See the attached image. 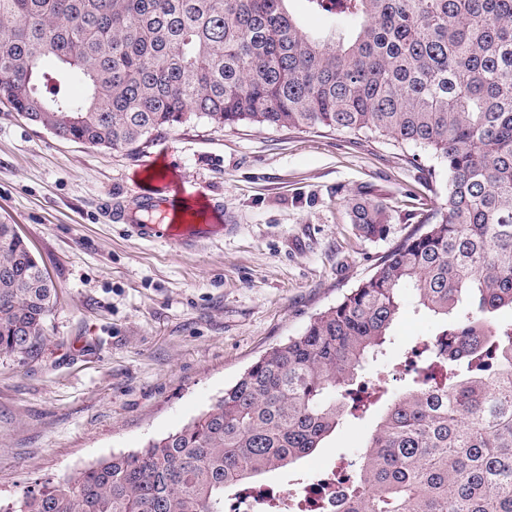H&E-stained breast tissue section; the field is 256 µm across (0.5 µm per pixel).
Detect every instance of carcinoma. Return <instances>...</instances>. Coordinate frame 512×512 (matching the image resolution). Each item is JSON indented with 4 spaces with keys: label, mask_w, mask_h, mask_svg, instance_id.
Masks as SVG:
<instances>
[{
    "label": "carcinoma",
    "mask_w": 512,
    "mask_h": 512,
    "mask_svg": "<svg viewBox=\"0 0 512 512\" xmlns=\"http://www.w3.org/2000/svg\"><path fill=\"white\" fill-rule=\"evenodd\" d=\"M0 0V98L58 137L138 152L192 119L327 129L436 161L445 207L302 334L255 361L179 431L79 476L34 482L0 512H224V493L312 454L373 407L350 386L414 309L438 320L429 364L385 393L349 463L342 512H512V0ZM68 72L85 86L71 94ZM365 238L389 207L348 201ZM0 354L45 340L56 288L0 223ZM290 11L297 16L307 30L327 34L332 25L329 19L320 14L309 13L304 0H294L289 3Z\"/></svg>",
    "instance_id": "carcinoma-1"
}]
</instances>
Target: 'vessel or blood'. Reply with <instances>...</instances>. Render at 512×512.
Here are the masks:
<instances>
[{"label":"vessel or blood","instance_id":"obj_1","mask_svg":"<svg viewBox=\"0 0 512 512\" xmlns=\"http://www.w3.org/2000/svg\"><path fill=\"white\" fill-rule=\"evenodd\" d=\"M181 208L175 199L143 193L132 203L116 204L110 216L114 221L130 223L140 239L150 242L189 246L222 232L219 224L174 223L173 218Z\"/></svg>","mask_w":512,"mask_h":512}]
</instances>
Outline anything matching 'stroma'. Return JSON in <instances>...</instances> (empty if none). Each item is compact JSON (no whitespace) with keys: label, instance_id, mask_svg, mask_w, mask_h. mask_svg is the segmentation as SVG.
<instances>
[{"label":"stroma","instance_id":"1","mask_svg":"<svg viewBox=\"0 0 512 512\" xmlns=\"http://www.w3.org/2000/svg\"><path fill=\"white\" fill-rule=\"evenodd\" d=\"M171 189L203 223L230 226L181 248L131 236L105 208ZM357 193L390 207L383 237L356 235L347 200ZM445 203L387 141L195 119L133 154L63 140L0 101V221L18 225L58 293L38 354L0 355V500L197 419L370 275L409 231L407 215ZM435 327L403 315L362 380L401 389L408 351ZM382 413L345 420L264 482L287 489L354 458Z\"/></svg>","mask_w":512,"mask_h":512}]
</instances>
